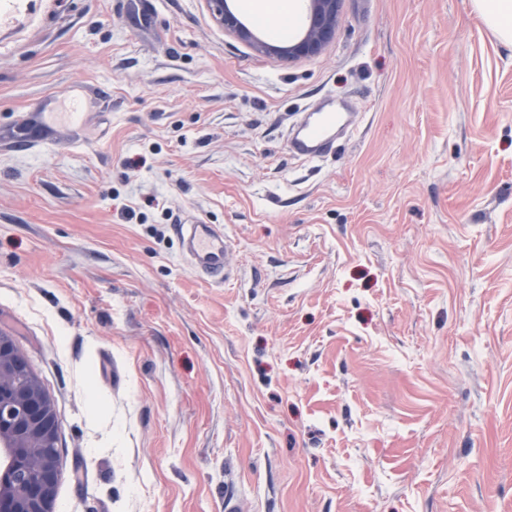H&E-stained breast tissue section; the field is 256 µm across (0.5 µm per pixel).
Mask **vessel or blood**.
<instances>
[{
    "mask_svg": "<svg viewBox=\"0 0 512 512\" xmlns=\"http://www.w3.org/2000/svg\"><path fill=\"white\" fill-rule=\"evenodd\" d=\"M363 118L360 112L332 108L303 113L289 134V150L303 160L324 158L339 137L357 131ZM175 231L182 255L198 277L212 283L227 280L231 271V243L222 227L194 218L176 224Z\"/></svg>",
    "mask_w": 512,
    "mask_h": 512,
    "instance_id": "vessel-or-blood-1",
    "label": "vessel or blood"
}]
</instances>
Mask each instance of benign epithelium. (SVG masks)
Instances as JSON below:
<instances>
[{
    "mask_svg": "<svg viewBox=\"0 0 512 512\" xmlns=\"http://www.w3.org/2000/svg\"><path fill=\"white\" fill-rule=\"evenodd\" d=\"M214 19L262 53L278 54L273 46L257 40L237 18L224 12V0H207ZM340 0H308L309 21L303 36L288 46V57L303 58L319 54L333 39ZM0 425L7 421L12 428L43 432L54 437L55 423L48 412L47 399L40 393L29 395L23 404L7 405L0 400ZM16 471L23 475V488L10 495H0V512H54L53 489L59 477L56 456H48L33 465L28 458L15 459Z\"/></svg>",
    "mask_w": 512,
    "mask_h": 512,
    "instance_id": "1",
    "label": "benign epithelium"
}]
</instances>
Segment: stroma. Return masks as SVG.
<instances>
[{
	"label": "stroma",
	"mask_w": 512,
	"mask_h": 512,
	"mask_svg": "<svg viewBox=\"0 0 512 512\" xmlns=\"http://www.w3.org/2000/svg\"><path fill=\"white\" fill-rule=\"evenodd\" d=\"M325 96L363 122L297 159ZM0 331L56 512H512V48L472 0H342L297 59L206 0H0ZM207 3L214 19L219 24L236 33L242 40L252 43L258 51L279 56L276 48L266 42L255 39L252 33L242 26L234 15L224 12V0H207ZM181 252L190 269L200 278L222 283L230 276L231 243L224 229L201 219L175 224ZM2 335L10 338V340L13 342V340L10 336L0 332V336H2ZM13 344H14V342H13ZM23 358H24V356L19 353L18 349L16 348V346L14 344V354L5 359V361L3 363V369L1 368V371H0V387H2V385H3V388L6 391L10 390L11 380H12L13 375L16 372L25 370V368L28 367V369L31 373V376H32V387L41 390L44 394H47V396L50 400V407H51L52 415L56 422L54 403H53L51 397L49 396V394L43 387L41 381L39 380L38 376L35 374V372L31 368L28 361L25 358L24 359ZM3 414L0 418V427L4 421L11 423L12 428L23 431L33 432L39 431L54 438L56 427V438L59 443L57 426L48 412L47 399L40 393H32L29 395L23 404L13 406L5 405L1 401L0 394V410Z\"/></svg>",
	"instance_id": "1"
}]
</instances>
